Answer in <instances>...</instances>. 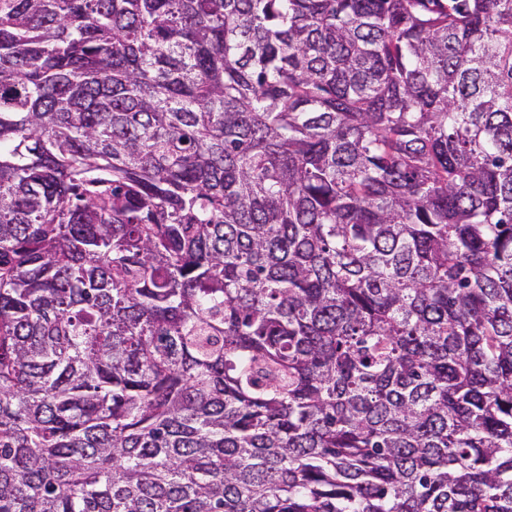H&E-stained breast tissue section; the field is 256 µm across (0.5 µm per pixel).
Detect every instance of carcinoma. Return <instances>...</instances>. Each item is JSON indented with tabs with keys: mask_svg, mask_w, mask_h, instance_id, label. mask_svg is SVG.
Returning <instances> with one entry per match:
<instances>
[{
	"mask_svg": "<svg viewBox=\"0 0 512 512\" xmlns=\"http://www.w3.org/2000/svg\"><path fill=\"white\" fill-rule=\"evenodd\" d=\"M0 512H512V0H0Z\"/></svg>",
	"mask_w": 512,
	"mask_h": 512,
	"instance_id": "1",
	"label": "carcinoma"
}]
</instances>
